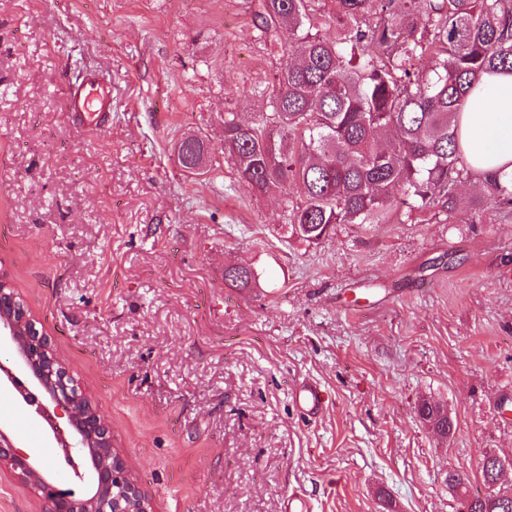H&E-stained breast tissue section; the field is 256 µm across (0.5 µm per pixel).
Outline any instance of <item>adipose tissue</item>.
<instances>
[{
	"instance_id": "1",
	"label": "adipose tissue",
	"mask_w": 512,
	"mask_h": 512,
	"mask_svg": "<svg viewBox=\"0 0 512 512\" xmlns=\"http://www.w3.org/2000/svg\"><path fill=\"white\" fill-rule=\"evenodd\" d=\"M460 144L478 178L512 173V73L483 74L459 115Z\"/></svg>"
}]
</instances>
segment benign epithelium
Returning <instances> with one entry per match:
<instances>
[{
	"label": "benign epithelium",
	"instance_id": "1",
	"mask_svg": "<svg viewBox=\"0 0 512 512\" xmlns=\"http://www.w3.org/2000/svg\"><path fill=\"white\" fill-rule=\"evenodd\" d=\"M0 331L10 336L17 359L38 383L32 391L8 374L14 396L34 408L43 420L66 419L71 439L56 436L60 458L87 491L63 489L44 468L15 446L0 430V469L10 470L32 488L42 512H156L127 459L116 449L112 426L52 353L46 334L37 328L13 289L0 280Z\"/></svg>",
	"mask_w": 512,
	"mask_h": 512
}]
</instances>
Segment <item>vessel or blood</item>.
Segmentation results:
<instances>
[{
	"mask_svg": "<svg viewBox=\"0 0 512 512\" xmlns=\"http://www.w3.org/2000/svg\"><path fill=\"white\" fill-rule=\"evenodd\" d=\"M67 112L84 128L103 130L112 112V84L89 71L81 81L68 85L63 92ZM294 401L304 414L318 416L325 404V395L317 384L304 382L294 391Z\"/></svg>",
	"mask_w": 512,
	"mask_h": 512,
	"instance_id": "1",
	"label": "vessel or blood"
}]
</instances>
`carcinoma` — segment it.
<instances>
[{"label":"carcinoma","mask_w":512,"mask_h":512,"mask_svg":"<svg viewBox=\"0 0 512 512\" xmlns=\"http://www.w3.org/2000/svg\"><path fill=\"white\" fill-rule=\"evenodd\" d=\"M319 0H264L257 28L288 33L295 59L276 76L271 111L257 121L224 116V148L244 186L256 193L303 186V199L286 200L289 232L317 243L338 224L403 222L430 210L445 224L486 208L512 211V180L485 183L487 195L461 202L459 184L474 178L459 145L458 114L482 74L512 71V0H336V36L313 31ZM429 58L423 79L415 62ZM178 154L193 170L203 140L188 136ZM244 265L224 269L225 283L256 284ZM441 403L417 407L430 424ZM483 484L501 462L486 454ZM472 512H512V493L494 501L472 494Z\"/></svg>","instance_id":"cac0c4a2"}]
</instances>
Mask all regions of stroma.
<instances>
[{
	"label": "stroma",
	"instance_id": "obj_1",
	"mask_svg": "<svg viewBox=\"0 0 512 512\" xmlns=\"http://www.w3.org/2000/svg\"><path fill=\"white\" fill-rule=\"evenodd\" d=\"M262 0H0V273L108 417L160 512H460L444 481L512 486V216L420 212L288 234L287 191L251 192L224 115L268 111L288 35ZM112 80L81 131L63 89ZM209 147L183 171L187 135ZM251 266L256 286L224 282ZM327 394L319 418L297 383ZM444 403L454 433L417 416ZM0 429L50 472L51 427L0 392ZM294 402L301 412L316 417L324 408L325 395L317 384L313 382H302L294 391Z\"/></svg>",
	"mask_w": 512,
	"mask_h": 512
}]
</instances>
